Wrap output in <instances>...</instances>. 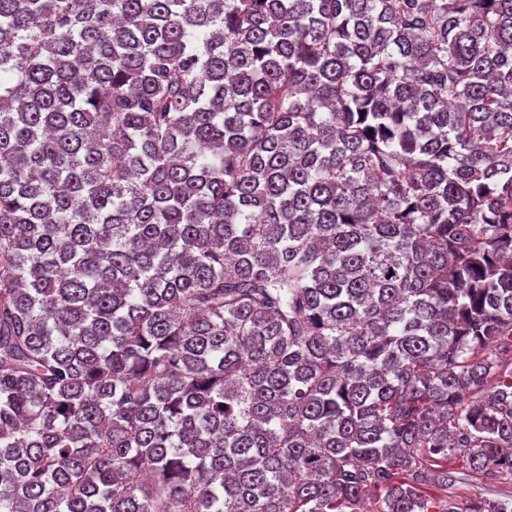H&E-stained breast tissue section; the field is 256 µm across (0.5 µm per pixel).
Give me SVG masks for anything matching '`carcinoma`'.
<instances>
[{"instance_id":"obj_1","label":"carcinoma","mask_w":512,"mask_h":512,"mask_svg":"<svg viewBox=\"0 0 512 512\" xmlns=\"http://www.w3.org/2000/svg\"><path fill=\"white\" fill-rule=\"evenodd\" d=\"M512 0H0V512H512ZM462 457L457 456L448 460V470L455 473L460 479L455 483L453 495L465 502L476 498H512V479L489 481L478 473L464 468Z\"/></svg>"}]
</instances>
